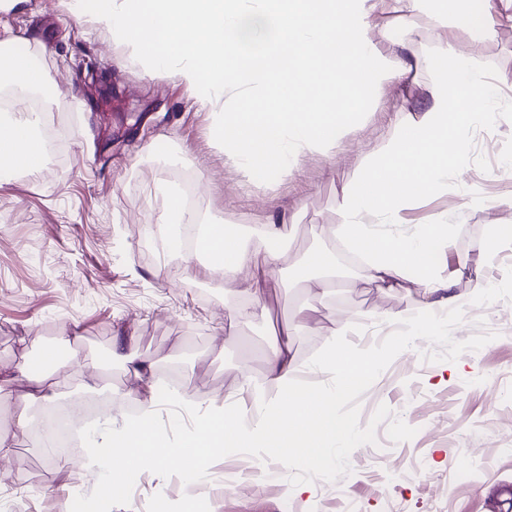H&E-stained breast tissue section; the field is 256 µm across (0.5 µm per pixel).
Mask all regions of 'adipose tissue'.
<instances>
[{
    "instance_id": "ef3b65f1",
    "label": "adipose tissue",
    "mask_w": 512,
    "mask_h": 512,
    "mask_svg": "<svg viewBox=\"0 0 512 512\" xmlns=\"http://www.w3.org/2000/svg\"><path fill=\"white\" fill-rule=\"evenodd\" d=\"M432 64L451 65L452 80L436 83L426 111L407 116L383 151L368 161L344 196L342 223L331 229L334 239L348 244L365 261L369 283L388 291L410 281L420 286L422 312L404 308L360 313L363 322L399 327L409 336L440 335L445 329L442 315L459 304L453 286L464 276V267L447 273L438 266L439 256L451 243L452 227L441 215L414 235L402 236L376 230L367 218L375 215L382 223L396 224L419 196L446 192L449 173L463 164L461 131L476 117L473 97L461 94L460 86H476L489 100L496 93L468 58L449 55L447 46L438 47ZM35 141L28 120L0 123V182L29 171ZM200 250L228 288L235 287L237 274L254 266L259 269L247 300L231 308V323L240 324L264 312L265 285L276 281L286 261L278 224L265 225L249 247L228 239L223 224H209ZM310 329L304 317L284 325L280 339L266 352L264 378L243 377L237 393L225 395L221 404H203L199 390L190 400L156 388L137 394L138 416L117 427L104 420L91 437L85 467L109 486L129 475L125 461L133 455L139 467L174 471L195 483L203 474L204 461L223 455L228 448H245L310 471H326L334 447L351 442L358 433L353 422L337 414V403L370 379L378 365L330 347L313 365L299 366L291 354V338ZM40 380V372L34 370L19 377L0 376V401L16 399L18 424L27 423ZM243 394L250 396V403L240 402ZM167 405L198 410L194 426L171 436L157 423L160 409Z\"/></svg>"
}]
</instances>
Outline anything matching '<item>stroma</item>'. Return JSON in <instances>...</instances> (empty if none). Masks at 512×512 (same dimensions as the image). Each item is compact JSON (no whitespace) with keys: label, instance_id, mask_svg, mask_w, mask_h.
<instances>
[{"label":"stroma","instance_id":"1","mask_svg":"<svg viewBox=\"0 0 512 512\" xmlns=\"http://www.w3.org/2000/svg\"><path fill=\"white\" fill-rule=\"evenodd\" d=\"M384 55L416 61L412 73L378 88L374 106L358 128L331 149L301 155L289 173L262 183L249 178L213 136L210 109L177 72L150 74L132 47L101 18L76 16V0H0V46L23 42L41 30L49 49H35L31 63L49 78L66 74L62 92L40 110L57 138L53 159L0 183V370L17 372L42 347L76 337L73 351L98 362V385L83 387L81 370L32 405L29 423L15 429L11 404L0 402V429L13 433L15 455L0 460V512H63L76 492L86 501L111 498L112 512H507L512 506V245L485 250L488 227L512 225V7L504 0H473L494 22L480 39L461 18L436 28L429 17L398 0H374ZM389 37H382L381 26ZM469 56L496 86L494 120L465 126L463 170L448 190L419 198L396 232L447 215L454 234L447 262L468 263L490 287L468 280L454 292L459 306L439 336L372 340L359 325L364 309H420L416 283L396 292L367 285L363 272L328 294L307 288L287 270L265 297L267 311L234 326L228 314L247 288L224 286L203 256L173 257L156 226L172 192L170 171L183 168L199 181L205 220L235 228L280 221L290 235L289 261L315 250L351 255L328 232L340 223V204L357 181L365 155L382 149L407 113L424 111L443 73L429 59L439 45ZM487 201L475 208L471 199ZM307 316L314 331L293 338L298 364L314 360L327 341L373 358L368 384L338 403L357 423L352 447L331 455L329 475L272 461L273 475L254 491L229 492L242 479L238 458L207 465L205 485L146 469L116 493L81 466L60 470L45 458L38 428L47 406L107 397L114 419L131 414L135 382L125 360L149 354L155 374L178 367L182 392L202 389L223 400L242 374L262 378L264 353L274 332ZM316 483V495L294 486Z\"/></svg>","mask_w":512,"mask_h":512}]
</instances>
